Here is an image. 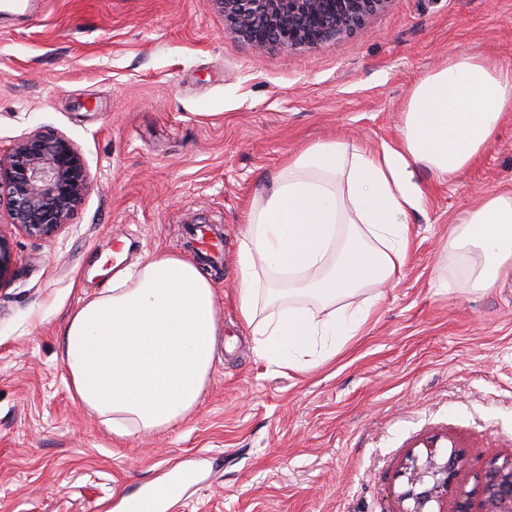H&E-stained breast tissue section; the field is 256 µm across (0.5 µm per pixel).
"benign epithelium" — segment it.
<instances>
[{
    "label": "benign epithelium",
    "instance_id": "benign-epithelium-1",
    "mask_svg": "<svg viewBox=\"0 0 512 512\" xmlns=\"http://www.w3.org/2000/svg\"><path fill=\"white\" fill-rule=\"evenodd\" d=\"M231 31L261 52L270 45L286 50L315 48L363 28L368 16L392 0H214ZM92 186L78 148L62 135L37 127L0 152V224L25 236L52 241L82 205ZM12 252L0 232V284L10 271ZM463 465L458 451L439 452L432 441L408 456L402 476L407 489L399 512L435 510L454 492ZM481 512H512V462L492 461L482 475Z\"/></svg>",
    "mask_w": 512,
    "mask_h": 512
}]
</instances>
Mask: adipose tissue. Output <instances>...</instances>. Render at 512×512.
Listing matches in <instances>:
<instances>
[{
    "mask_svg": "<svg viewBox=\"0 0 512 512\" xmlns=\"http://www.w3.org/2000/svg\"><path fill=\"white\" fill-rule=\"evenodd\" d=\"M512 111V72L466 54L420 80L398 138L371 151L343 139L288 163L249 211L237 253L243 325L266 363L306 371L362 333L410 246L407 217L426 194L419 168L454 176L489 147ZM451 241L464 284L492 286L512 261V194L468 212ZM217 298L197 265L158 254L70 316L61 346L75 398L119 437L160 432L196 407L213 363Z\"/></svg>",
    "mask_w": 512,
    "mask_h": 512,
    "instance_id": "ef3b65f1",
    "label": "adipose tissue"
}]
</instances>
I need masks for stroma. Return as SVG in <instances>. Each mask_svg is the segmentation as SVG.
Returning a JSON list of instances; mask_svg holds the SVG:
<instances>
[{"label": "stroma", "mask_w": 512, "mask_h": 512, "mask_svg": "<svg viewBox=\"0 0 512 512\" xmlns=\"http://www.w3.org/2000/svg\"><path fill=\"white\" fill-rule=\"evenodd\" d=\"M465 53L512 66V0H392L363 30L256 54L214 0H25L0 5V148L34 127L68 137L92 187L55 241L6 229L0 284V512H124L160 484V512H398L401 467L443 437L512 461V269L463 285L458 220L512 191V112L453 179L420 169L411 248L363 335L310 372L260 360L235 288L240 226L288 160L330 139L394 141L415 85ZM216 225L217 346L192 413L112 435L72 396L69 313L122 267L194 258L189 224ZM448 280L449 289L439 288Z\"/></svg>", "instance_id": "obj_1"}]
</instances>
